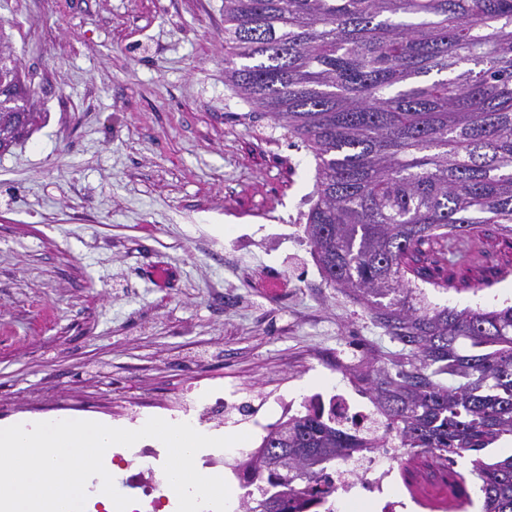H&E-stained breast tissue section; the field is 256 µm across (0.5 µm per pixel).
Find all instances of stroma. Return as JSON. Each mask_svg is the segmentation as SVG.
Here are the masks:
<instances>
[{
    "instance_id": "obj_1",
    "label": "stroma",
    "mask_w": 512,
    "mask_h": 512,
    "mask_svg": "<svg viewBox=\"0 0 512 512\" xmlns=\"http://www.w3.org/2000/svg\"><path fill=\"white\" fill-rule=\"evenodd\" d=\"M0 27L42 114L0 154L1 426L310 396L316 352L399 351L305 261L315 160L225 84L224 0H0ZM427 297L512 304V276Z\"/></svg>"
}]
</instances>
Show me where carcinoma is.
<instances>
[{"label":"carcinoma","mask_w":512,"mask_h":512,"mask_svg":"<svg viewBox=\"0 0 512 512\" xmlns=\"http://www.w3.org/2000/svg\"><path fill=\"white\" fill-rule=\"evenodd\" d=\"M224 83L316 162L305 236L324 279L363 302L405 354L353 367L383 419L357 437L322 410L270 428L241 464L244 512L328 506L336 464L399 440L409 469L472 452L483 512H512V306L432 307L486 239L512 249V0H224ZM253 60L236 66L232 57ZM36 113L0 55V133Z\"/></svg>","instance_id":"carcinoma-1"}]
</instances>
